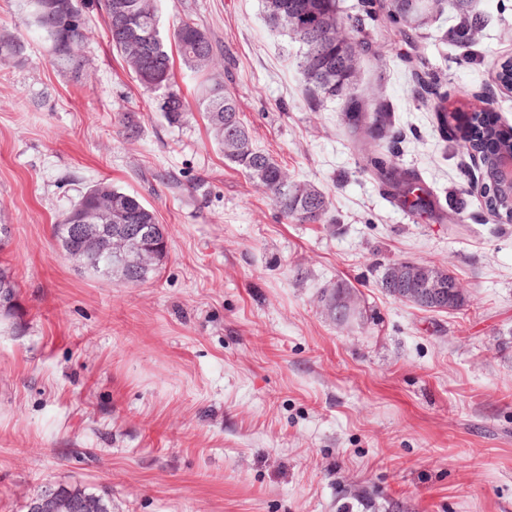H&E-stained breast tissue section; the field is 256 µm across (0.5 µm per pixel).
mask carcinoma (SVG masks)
<instances>
[{"instance_id":"obj_1","label":"carcinoma","mask_w":512,"mask_h":512,"mask_svg":"<svg viewBox=\"0 0 512 512\" xmlns=\"http://www.w3.org/2000/svg\"><path fill=\"white\" fill-rule=\"evenodd\" d=\"M160 0H102L105 23L112 49L122 57L128 70L141 86L150 91L168 90L163 111L172 123L180 121L185 111V98L173 89L174 57L202 78L199 84V105L203 109L210 133L224 154L225 162L240 169L251 181L265 188L281 221L301 224L324 222L329 200L325 193L310 182L295 181L269 153L257 148L248 126L241 118L236 93L210 81L207 67L214 54V45L206 31L195 19L187 16L169 32L163 31L159 10ZM446 0H362L360 13L344 14L339 0H264L268 24L282 30L300 45L298 70L300 88L315 106L336 98L343 100V111L354 121V126L366 124L380 139L394 145L399 132L393 124L391 112L379 108L365 111L359 100L351 95L359 77V54L354 44L360 42L366 50L372 49L373 39L366 20H375L384 11L395 26L397 35L405 44L414 46L436 16L444 11ZM458 22L451 31L452 41L466 44L482 31L484 18L470 10L472 0H454ZM19 7L27 12L32 25L49 43L51 63L59 69L78 65L77 48L86 38L85 29H76L54 15L39 19L28 11L27 0H19ZM131 30H151L153 43L147 57L128 52L124 39ZM417 100L436 112L441 134L448 133V106L446 95L440 93L437 79L430 73L425 59L417 57L411 70ZM461 138L472 142V147L483 158V197L487 209L495 214L507 213L512 207V193L498 177L495 158L504 150H512V128L498 129L485 122L482 113L475 112L469 126L459 129ZM370 171L385 187L387 195L398 206L413 216L425 214L440 223L443 209L436 205L423 179L414 170L393 166L381 157L368 160ZM112 191V197L124 210L126 224H135L149 231L158 228L153 211L135 193L106 183L86 189L78 200L53 225V236L60 246L84 248V242L71 232L73 214L92 204L103 188ZM443 305L453 310L460 305L453 279L443 277Z\"/></svg>"}]
</instances>
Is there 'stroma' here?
<instances>
[{"label": "stroma", "instance_id": "stroma-1", "mask_svg": "<svg viewBox=\"0 0 512 512\" xmlns=\"http://www.w3.org/2000/svg\"><path fill=\"white\" fill-rule=\"evenodd\" d=\"M488 24L419 49L448 109L512 125L498 82L512 60V0H474ZM78 68L51 63L17 0H0V270L18 287L0 310V512H27L45 485L103 496L112 512H512V221L465 193L480 170L421 106L389 21L376 23L353 89L385 105L396 151L353 129L340 100L311 106L298 46L262 0H162L164 28L192 15L214 46L209 73L234 89L255 144L329 197L323 224L281 222L263 188L212 144L183 64L188 103L169 124L113 51L99 0H79ZM134 116L139 137H123ZM416 169L447 215L392 205L365 160ZM137 193L168 253L137 285L77 271L52 226L90 186ZM398 261L447 268L453 312L395 299ZM344 282L363 319L338 327L318 297Z\"/></svg>", "mask_w": 512, "mask_h": 512}]
</instances>
